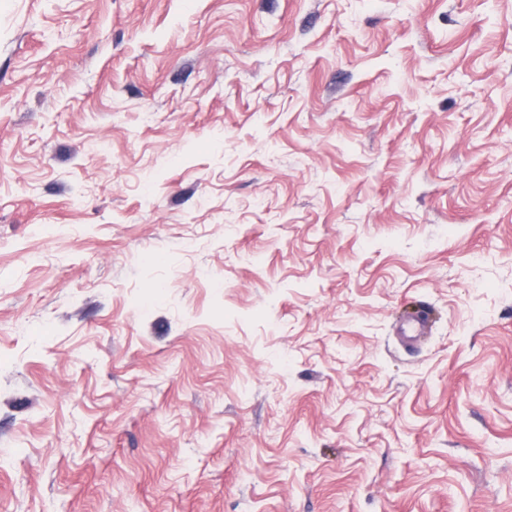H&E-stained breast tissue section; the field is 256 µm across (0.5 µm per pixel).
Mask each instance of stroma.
<instances>
[{
    "mask_svg": "<svg viewBox=\"0 0 512 512\" xmlns=\"http://www.w3.org/2000/svg\"><path fill=\"white\" fill-rule=\"evenodd\" d=\"M0 512H512V0H0Z\"/></svg>",
    "mask_w": 512,
    "mask_h": 512,
    "instance_id": "stroma-1",
    "label": "stroma"
}]
</instances>
